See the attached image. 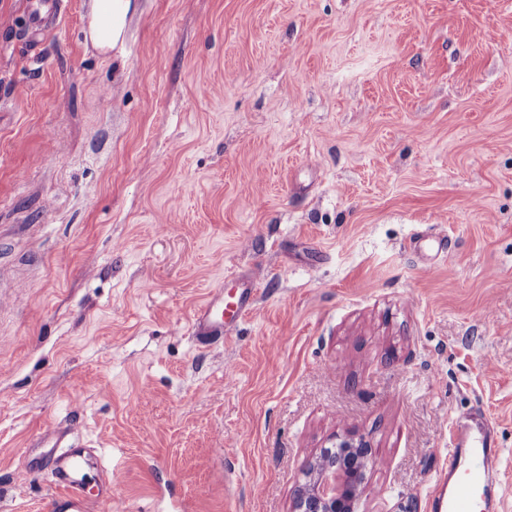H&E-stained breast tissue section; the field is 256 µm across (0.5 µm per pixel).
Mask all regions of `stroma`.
I'll use <instances>...</instances> for the list:
<instances>
[{"instance_id":"1","label":"stroma","mask_w":512,"mask_h":512,"mask_svg":"<svg viewBox=\"0 0 512 512\" xmlns=\"http://www.w3.org/2000/svg\"><path fill=\"white\" fill-rule=\"evenodd\" d=\"M0 0V503L47 427L123 512H432L483 412L512 512V0H133L125 40ZM254 279L200 344L194 311ZM240 291L235 302L224 304V285L212 289L196 311L193 329L200 339H224L250 311L256 286L247 278H238ZM336 448L358 454L362 466L355 475L336 473V467L345 463L335 456L336 467L325 465L324 458L329 454L320 455L315 463H309L302 469L308 479L299 487L293 500L292 512H354L355 503L362 493L364 456L360 446L349 439L342 440ZM334 447V448H335Z\"/></svg>"}]
</instances>
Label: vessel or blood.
I'll use <instances>...</instances> for the list:
<instances>
[{
  "label": "vessel or blood",
  "mask_w": 512,
  "mask_h": 512,
  "mask_svg": "<svg viewBox=\"0 0 512 512\" xmlns=\"http://www.w3.org/2000/svg\"><path fill=\"white\" fill-rule=\"evenodd\" d=\"M65 10V0H30L27 24L44 30L50 20ZM256 286L240 278L236 301L225 302L223 287L210 291L196 311L193 329L197 337L208 339L230 334L233 327L250 311ZM55 428H47L51 441L45 458L51 464L56 488L49 507L51 512H87L90 504L85 494V469L92 451L81 446H63L56 442ZM448 470L442 489L433 499L435 512H505L502 500L489 492L488 473L498 460L500 450L484 413L476 412L466 420L456 421L451 430Z\"/></svg>",
  "instance_id": "b4317fda"
}]
</instances>
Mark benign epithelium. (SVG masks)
<instances>
[{
    "label": "benign epithelium",
    "instance_id": "1",
    "mask_svg": "<svg viewBox=\"0 0 512 512\" xmlns=\"http://www.w3.org/2000/svg\"><path fill=\"white\" fill-rule=\"evenodd\" d=\"M306 482L299 487L292 512H354L363 491V470L345 476L324 463V457L302 469Z\"/></svg>",
    "mask_w": 512,
    "mask_h": 512
}]
</instances>
